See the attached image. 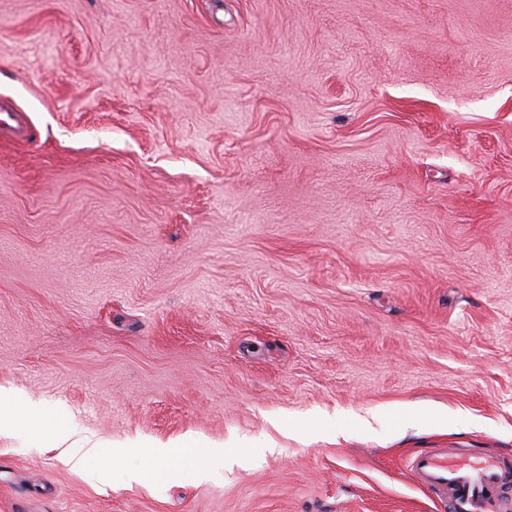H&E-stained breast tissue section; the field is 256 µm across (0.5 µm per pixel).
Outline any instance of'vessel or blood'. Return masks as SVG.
I'll return each instance as SVG.
<instances>
[{"mask_svg": "<svg viewBox=\"0 0 512 512\" xmlns=\"http://www.w3.org/2000/svg\"><path fill=\"white\" fill-rule=\"evenodd\" d=\"M407 468L414 482L435 495L448 512H512V455L461 461L455 449L428 448Z\"/></svg>", "mask_w": 512, "mask_h": 512, "instance_id": "obj_1", "label": "vessel or blood"}]
</instances>
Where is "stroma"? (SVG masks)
Wrapping results in <instances>:
<instances>
[{"mask_svg":"<svg viewBox=\"0 0 512 512\" xmlns=\"http://www.w3.org/2000/svg\"><path fill=\"white\" fill-rule=\"evenodd\" d=\"M3 104L0 512H444L416 451L512 454V0H0ZM17 409L24 412L27 418L38 424L44 417L38 402L30 399L20 401L12 391H1L0 394V434H13L19 424Z\"/></svg>","mask_w":512,"mask_h":512,"instance_id":"1","label":"stroma"}]
</instances>
